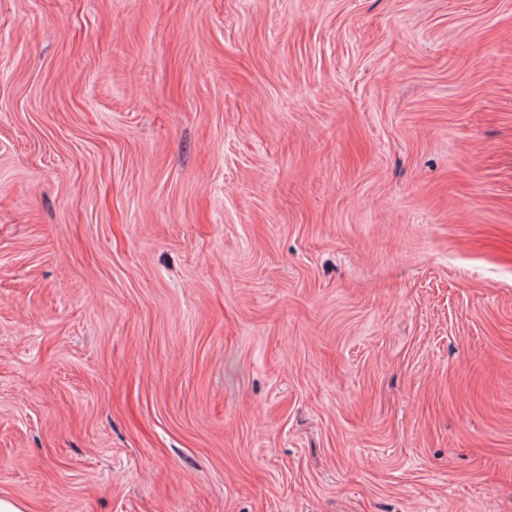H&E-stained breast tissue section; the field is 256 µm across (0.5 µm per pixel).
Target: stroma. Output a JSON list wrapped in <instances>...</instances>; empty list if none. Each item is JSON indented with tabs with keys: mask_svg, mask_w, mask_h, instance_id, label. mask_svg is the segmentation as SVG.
Wrapping results in <instances>:
<instances>
[{
	"mask_svg": "<svg viewBox=\"0 0 512 512\" xmlns=\"http://www.w3.org/2000/svg\"><path fill=\"white\" fill-rule=\"evenodd\" d=\"M0 497L512 512V0H0Z\"/></svg>",
	"mask_w": 512,
	"mask_h": 512,
	"instance_id": "35a3bbf8",
	"label": "stroma"
}]
</instances>
